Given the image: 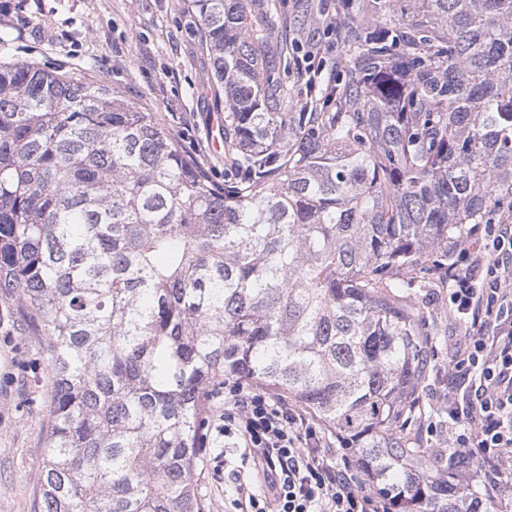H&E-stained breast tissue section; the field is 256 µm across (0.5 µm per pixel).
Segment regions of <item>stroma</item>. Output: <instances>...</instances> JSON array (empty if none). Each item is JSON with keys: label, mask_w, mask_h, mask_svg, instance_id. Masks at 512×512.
<instances>
[{"label": "stroma", "mask_w": 512, "mask_h": 512, "mask_svg": "<svg viewBox=\"0 0 512 512\" xmlns=\"http://www.w3.org/2000/svg\"><path fill=\"white\" fill-rule=\"evenodd\" d=\"M7 57L102 81L126 101L153 113L177 148L224 178V155L211 146L224 123L214 99L211 64L198 46L187 0H27L5 11ZM423 311L437 356L421 383L419 407L404 429L424 448L450 447L447 429L429 434V421L448 418V353L463 336L448 308V287L431 289ZM51 400L47 362L24 310L0 291V512H36L44 416ZM223 398L212 403L208 445L201 455L200 493L210 512H225L237 476L263 487L260 469L242 464L238 440L225 436Z\"/></svg>", "instance_id": "stroma-1"}]
</instances>
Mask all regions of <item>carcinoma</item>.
Returning a JSON list of instances; mask_svg holds the SVG:
<instances>
[{"label": "carcinoma", "instance_id": "obj_1", "mask_svg": "<svg viewBox=\"0 0 512 512\" xmlns=\"http://www.w3.org/2000/svg\"><path fill=\"white\" fill-rule=\"evenodd\" d=\"M348 0L344 80L293 112L286 0H189L224 182L100 82L0 59V289L44 337L39 512H207L211 403L312 413L403 512H470L471 464L403 435L411 289L512 222V0Z\"/></svg>", "mask_w": 512, "mask_h": 512}]
</instances>
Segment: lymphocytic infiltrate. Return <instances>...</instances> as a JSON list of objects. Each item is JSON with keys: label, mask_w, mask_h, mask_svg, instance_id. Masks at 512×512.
<instances>
[{"label": "lymphocytic infiltrate", "mask_w": 512, "mask_h": 512, "mask_svg": "<svg viewBox=\"0 0 512 512\" xmlns=\"http://www.w3.org/2000/svg\"><path fill=\"white\" fill-rule=\"evenodd\" d=\"M449 267L450 311L466 336L448 357L452 445L475 460L469 481L486 500L512 501V225L486 224ZM224 434L241 439L269 479L268 491L235 488L234 512H393L358 476L354 454L332 455L312 416L267 392L233 384Z\"/></svg>", "instance_id": "obj_1"}]
</instances>
